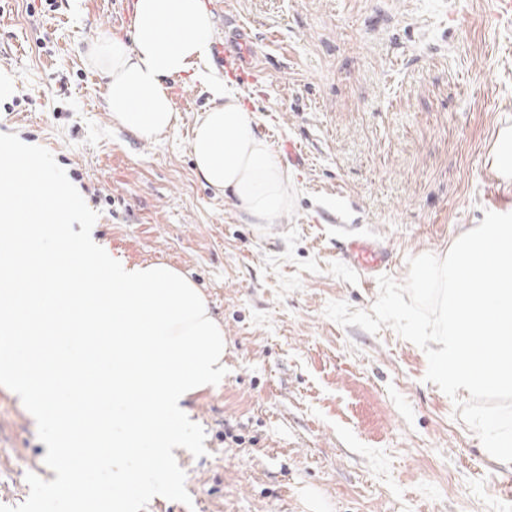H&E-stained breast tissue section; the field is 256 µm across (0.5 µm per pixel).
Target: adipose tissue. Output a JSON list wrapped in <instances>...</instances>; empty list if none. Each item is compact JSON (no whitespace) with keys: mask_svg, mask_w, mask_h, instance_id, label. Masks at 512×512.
<instances>
[{"mask_svg":"<svg viewBox=\"0 0 512 512\" xmlns=\"http://www.w3.org/2000/svg\"><path fill=\"white\" fill-rule=\"evenodd\" d=\"M215 22L204 0H136L130 42L102 40L89 56L105 80V106L136 138L156 140L178 115L168 81L203 76ZM212 104L196 121L189 147L197 176L231 199L248 224H276L288 212V176L238 96L212 88Z\"/></svg>","mask_w":512,"mask_h":512,"instance_id":"ef3b65f1","label":"adipose tissue"}]
</instances>
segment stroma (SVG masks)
Segmentation results:
<instances>
[{
	"instance_id": "obj_1",
	"label": "stroma",
	"mask_w": 512,
	"mask_h": 512,
	"mask_svg": "<svg viewBox=\"0 0 512 512\" xmlns=\"http://www.w3.org/2000/svg\"><path fill=\"white\" fill-rule=\"evenodd\" d=\"M134 0H0V70L16 77L0 133L48 149L130 265L180 270L224 326V380L185 402L206 453L174 454L190 504L145 512H512V475L428 382L425 352L371 310L377 283L346 234L408 258L445 256L485 212L512 213V16L501 0H206L215 39L244 30L257 70H209L255 117L288 175V214L246 224L196 175L189 139L211 94L188 75L177 125L145 142L107 112L93 43L127 38ZM290 139L301 163L281 154ZM34 417L0 387V504L55 478Z\"/></svg>"
}]
</instances>
